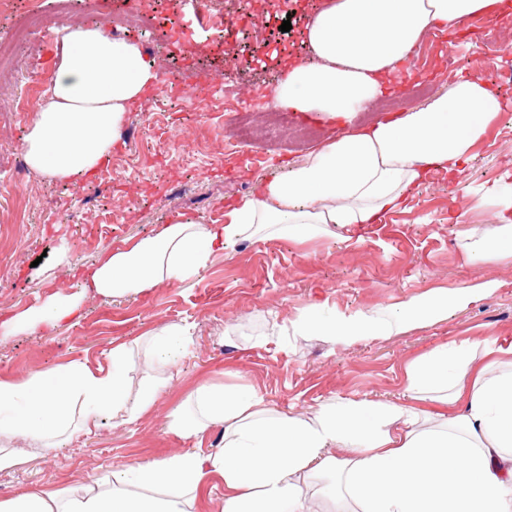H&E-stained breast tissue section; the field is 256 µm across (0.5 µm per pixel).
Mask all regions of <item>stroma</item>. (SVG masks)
I'll list each match as a JSON object with an SVG mask.
<instances>
[{
    "instance_id": "35a3bbf8",
    "label": "stroma",
    "mask_w": 512,
    "mask_h": 512,
    "mask_svg": "<svg viewBox=\"0 0 512 512\" xmlns=\"http://www.w3.org/2000/svg\"><path fill=\"white\" fill-rule=\"evenodd\" d=\"M319 0H292L288 10L269 6L242 26L232 51L220 33L205 32L180 54L165 51L168 23L178 0H153L157 21L122 30L159 68L160 78L177 76L174 99L151 90L129 113L107 165L80 185L31 177L24 196L11 195L14 158L22 151L29 112L14 114L17 96L32 82L52 75L58 33L81 21L112 24L130 10L129 0H13L0 13V43L7 45L31 5H38L42 31L19 49L15 66L0 69V313L39 304L50 292L75 289L81 269L106 249L151 237L176 213L224 221L227 203L259 193L321 142L344 129L365 127L378 116L420 105L416 90H447L453 78H487L506 107L479 141L460 175L433 172L407 208L382 223L359 229V242L342 233L305 241L289 237L230 243L186 282H166L135 296L89 298L81 318L49 334L0 335V379L22 381L78 359L108 366L113 346H136L170 325L188 328L190 352L170 370L154 408L134 424L102 418L88 431L35 447L22 436L13 445L17 464L0 471V500L28 492L62 495L91 491L113 467L132 459L175 455L190 441L169 431L168 412L200 383H240L254 388L267 407L299 417L332 398L368 397L409 404L405 372L415 359L448 340L485 342L512 335V264L466 259L460 238L496 223L487 188L500 185L512 169V7L493 21L506 48L484 55L476 35L444 34L440 44L422 40L420 59H408L398 89L363 106L349 126L320 117L318 138L298 145L289 138L263 140L235 150L224 147L225 91L241 106L270 117L278 112L273 89L285 61L308 51L304 29ZM290 31H281L283 20ZM275 47L279 57L252 67L242 56ZM158 124L168 152L159 154L140 136ZM71 258L61 261L62 247ZM497 288L484 300L449 309L446 318L422 320L391 336L341 346L321 336L290 337L288 322L314 297L338 310H380L417 301L434 288Z\"/></svg>"
}]
</instances>
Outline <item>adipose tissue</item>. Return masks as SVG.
Here are the masks:
<instances>
[{
  "label": "adipose tissue",
  "instance_id": "ef3b65f1",
  "mask_svg": "<svg viewBox=\"0 0 512 512\" xmlns=\"http://www.w3.org/2000/svg\"><path fill=\"white\" fill-rule=\"evenodd\" d=\"M475 16L493 18L494 0H321L304 32L310 55L288 64L275 98L296 112L350 120L393 84L430 26L452 29ZM158 78L139 43L102 23L65 28L53 81L30 116L28 168L61 181L88 177L111 158L128 113ZM503 109L482 77H459L425 104L328 140L259 196L234 202L223 223L178 213L155 236L105 251L84 269L77 291L53 292L36 307L0 316V334L58 326L78 317L91 295L130 297L187 281L236 240L381 223L406 208L431 171L459 173ZM489 196L498 223L462 238L459 248L473 260L512 263V191ZM493 289L456 288L372 312H329L316 302L289 320L288 334L357 344L447 317L449 308L479 302ZM189 345L183 327L149 336L151 367L133 401L124 345L113 347L104 369L74 360L19 383L0 380V470L17 461L8 445L15 435L53 448L76 432L79 416L134 422L153 408L166 372ZM406 385L456 404V412L431 427L424 412L403 404L338 398L301 418L267 408L249 386L204 382L168 415L169 429L193 448L113 469L89 494L24 493L0 501V512H187L214 477L224 482V512H307L301 485L308 479L331 495L332 512H512V336L438 345L409 365ZM215 426L224 429V445L202 452L195 443ZM339 446L348 456L330 455Z\"/></svg>",
  "mask_w": 512,
  "mask_h": 512
}]
</instances>
